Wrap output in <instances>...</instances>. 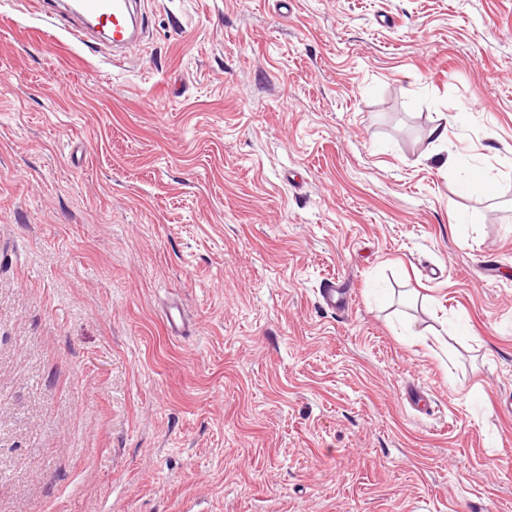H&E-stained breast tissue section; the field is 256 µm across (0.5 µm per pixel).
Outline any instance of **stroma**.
Wrapping results in <instances>:
<instances>
[{"instance_id": "1", "label": "stroma", "mask_w": 512, "mask_h": 512, "mask_svg": "<svg viewBox=\"0 0 512 512\" xmlns=\"http://www.w3.org/2000/svg\"><path fill=\"white\" fill-rule=\"evenodd\" d=\"M141 5L0 0V512H512V0ZM42 12L50 23L62 21L63 30L76 42L85 45L102 31L110 35L115 52L122 53L141 38L133 19L138 16L136 0H78L74 9L61 1H41ZM133 31H129L130 26ZM321 297L328 309L336 311V308H341L350 304L351 293L343 288H336V282H328L320 289Z\"/></svg>"}]
</instances>
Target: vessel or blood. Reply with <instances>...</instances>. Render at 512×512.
Segmentation results:
<instances>
[{
	"label": "vessel or blood",
	"mask_w": 512,
	"mask_h": 512,
	"mask_svg": "<svg viewBox=\"0 0 512 512\" xmlns=\"http://www.w3.org/2000/svg\"><path fill=\"white\" fill-rule=\"evenodd\" d=\"M41 7L46 19L61 21L69 37L81 44L105 31L113 50L120 53L140 39L138 31L131 28L136 0H78L72 9L62 0H42Z\"/></svg>",
	"instance_id": "b4317fda"
}]
</instances>
